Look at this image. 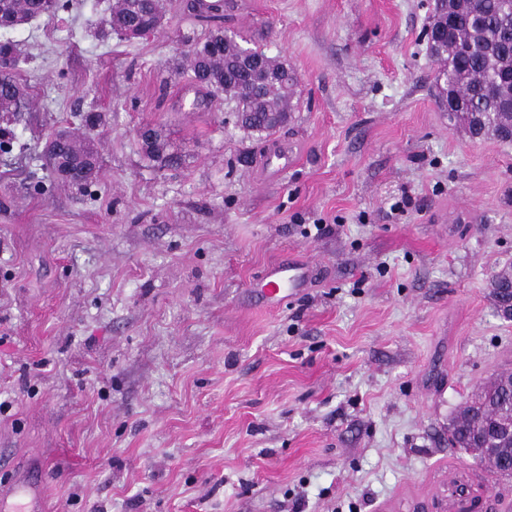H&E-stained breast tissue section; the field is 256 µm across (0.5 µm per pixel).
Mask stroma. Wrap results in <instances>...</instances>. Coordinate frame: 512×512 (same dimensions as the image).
Instances as JSON below:
<instances>
[{"mask_svg": "<svg viewBox=\"0 0 512 512\" xmlns=\"http://www.w3.org/2000/svg\"><path fill=\"white\" fill-rule=\"evenodd\" d=\"M63 2L9 33L0 485L37 454L47 512H446L449 468L478 465L448 424L512 372L488 288L512 265V142L450 124L425 0H235L230 28L298 77L267 138L199 102L187 0L131 42L102 33L109 0ZM90 112L81 189L45 147ZM147 124L180 166L145 154ZM280 145L298 159L274 180ZM288 260L309 285L261 304ZM18 53L16 45L9 40L4 41L0 49V113L1 118L17 112L16 99L22 95V89L16 76ZM80 147L78 149V153L70 158H63L64 161L57 163L52 158L53 153V145L54 141L51 143L49 147V157L52 161L53 167L55 171L57 172L58 176L65 182L78 186L79 188L87 187L88 185L93 184L96 182L98 176H96L97 170L99 171V161H98V155L94 148V145L92 141L88 137L80 138ZM65 165H72L75 169H83L87 165H89L92 169V172L90 175H84L78 179L75 180H68L61 176L59 174V166L60 168ZM72 168H67L65 170V174L69 175L71 177H79L81 173L78 170H75Z\"/></svg>", "mask_w": 512, "mask_h": 512, "instance_id": "1", "label": "stroma"}]
</instances>
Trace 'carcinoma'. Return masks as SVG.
<instances>
[{"label":"carcinoma","mask_w":512,"mask_h":512,"mask_svg":"<svg viewBox=\"0 0 512 512\" xmlns=\"http://www.w3.org/2000/svg\"><path fill=\"white\" fill-rule=\"evenodd\" d=\"M63 7L60 0L37 6L33 0H0V20L12 24L51 18ZM158 3L155 0H113L111 12L118 13L124 24L145 33L153 30ZM196 21L208 26V34L195 40L183 37L189 62L190 80L214 95L234 103L237 125L247 131L268 135L279 123L268 119L271 112L283 113L288 122V100L295 83L283 80L288 63L269 56L259 47H245L237 35L224 30L231 12L225 0H195L190 4ZM437 23L453 24L448 37L430 47L439 65L436 81L442 82L437 99L456 100L458 109L448 120L472 131L477 127L500 141L512 133V0H461L450 7H436ZM16 45L6 40L0 49V115L16 111V99L22 89L16 76ZM149 158L164 165L175 164L180 157L167 151L161 135L154 142L142 144ZM71 165L86 166L92 172L69 184L84 188L97 180L98 155L92 141L80 139L78 153L54 169ZM492 297H512V266L496 271L489 281ZM512 427V374H500L478 393L448 427V445L471 455L478 452L475 436L481 432L487 447L508 448L512 440L496 435L495 427Z\"/></svg>","instance_id":"carcinoma-1"}]
</instances>
